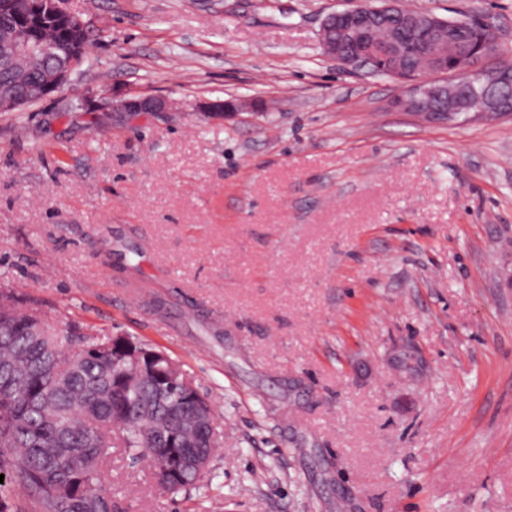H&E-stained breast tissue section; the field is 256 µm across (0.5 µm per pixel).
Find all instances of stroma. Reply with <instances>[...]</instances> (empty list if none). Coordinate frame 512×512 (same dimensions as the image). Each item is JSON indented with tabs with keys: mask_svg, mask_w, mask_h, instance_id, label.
<instances>
[{
	"mask_svg": "<svg viewBox=\"0 0 512 512\" xmlns=\"http://www.w3.org/2000/svg\"><path fill=\"white\" fill-rule=\"evenodd\" d=\"M355 3L62 0L87 63L0 112V277L163 349L215 410L200 491L113 450L122 512H512V119L390 108L400 80L322 45ZM398 4L512 49V0ZM129 95L174 107L69 109Z\"/></svg>",
	"mask_w": 512,
	"mask_h": 512,
	"instance_id": "35a3bbf8",
	"label": "stroma"
}]
</instances>
